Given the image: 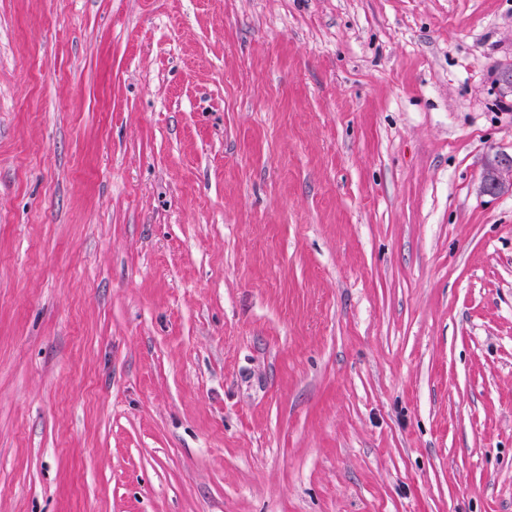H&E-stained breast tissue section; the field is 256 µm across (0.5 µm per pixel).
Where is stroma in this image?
Masks as SVG:
<instances>
[{
  "label": "stroma",
  "instance_id": "stroma-1",
  "mask_svg": "<svg viewBox=\"0 0 512 512\" xmlns=\"http://www.w3.org/2000/svg\"><path fill=\"white\" fill-rule=\"evenodd\" d=\"M512 0H0V512H512ZM483 185L488 192L512 189V155L496 152L488 157L484 172Z\"/></svg>",
  "mask_w": 512,
  "mask_h": 512
}]
</instances>
